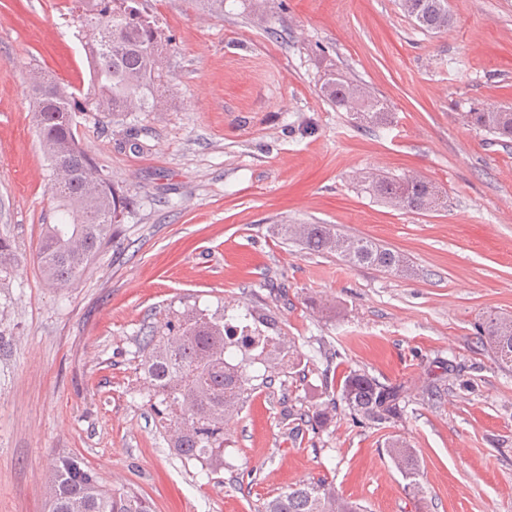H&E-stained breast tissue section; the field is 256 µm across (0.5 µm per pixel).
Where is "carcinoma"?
I'll list each match as a JSON object with an SVG mask.
<instances>
[{
  "label": "carcinoma",
  "mask_w": 512,
  "mask_h": 512,
  "mask_svg": "<svg viewBox=\"0 0 512 512\" xmlns=\"http://www.w3.org/2000/svg\"><path fill=\"white\" fill-rule=\"evenodd\" d=\"M138 0H90L84 20L95 24L86 45L90 56L87 87L54 78L32 89L39 137L53 171L56 223L45 227L38 250L42 279L49 286L71 284L89 269L98 250L120 223L126 192L80 147L74 116L92 114L108 124L126 112H158L173 84L165 67L167 39ZM402 12L426 32L448 30V0H399ZM323 96L361 125H384L391 113L364 87L339 72L326 75ZM463 120L497 139L512 141V111L477 108ZM367 193L398 210L429 212L445 205L439 190L416 175L364 178ZM277 234L310 251L333 254L356 268L408 271L399 253L365 237L341 234L334 224H280ZM477 334L499 367L512 371V316L489 313ZM138 369L153 386L148 402L170 434V447L182 460L224 464V423L237 415L254 390L275 383L295 364L293 345L277 329L274 317L259 310L228 319L227 314L188 310L176 321L150 329L139 339ZM260 363L264 372L249 374ZM343 403L353 422L375 426L401 418L407 390L353 370L340 386V398L323 402L312 418L323 426ZM384 452L417 497L422 493L415 449L390 438ZM47 512H152L147 498L132 490L115 491L74 456L53 464L46 485ZM260 512H361V506L336 494L326 477L288 488L262 504Z\"/></svg>",
  "instance_id": "1"
}]
</instances>
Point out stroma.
Listing matches in <instances>:
<instances>
[{"label": "stroma", "mask_w": 512, "mask_h": 512, "mask_svg": "<svg viewBox=\"0 0 512 512\" xmlns=\"http://www.w3.org/2000/svg\"><path fill=\"white\" fill-rule=\"evenodd\" d=\"M170 39L164 108L100 127L81 147L130 202L112 240L68 287H45L38 243L52 175L29 97L33 74L89 80L77 0H0V512H45L55 457H79L154 512H257L324 475L365 512H512V372L475 325L512 315V142L462 113L512 108V0H448L453 26L416 28L398 0H140ZM344 72L388 107L358 126L320 86ZM416 174L444 208L395 210L364 174ZM274 224H332L403 254L409 273L354 268L282 242ZM276 318L298 367L257 389L227 425L215 469L171 453L136 370L149 327L198 308ZM404 384L386 428L313 413L349 371ZM437 382V400L421 388ZM419 458L422 498L383 456Z\"/></svg>", "instance_id": "stroma-1"}]
</instances>
